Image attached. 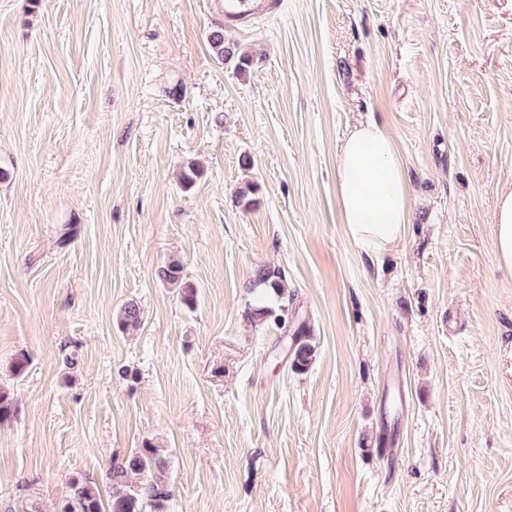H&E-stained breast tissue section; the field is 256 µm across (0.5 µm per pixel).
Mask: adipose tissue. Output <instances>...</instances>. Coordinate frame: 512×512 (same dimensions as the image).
I'll use <instances>...</instances> for the list:
<instances>
[{"mask_svg": "<svg viewBox=\"0 0 512 512\" xmlns=\"http://www.w3.org/2000/svg\"><path fill=\"white\" fill-rule=\"evenodd\" d=\"M336 200L350 239L375 254L398 243L411 222L409 185L393 140L374 123L342 142L333 169ZM495 256L512 275V190L503 191L493 215Z\"/></svg>", "mask_w": 512, "mask_h": 512, "instance_id": "obj_1", "label": "adipose tissue"}]
</instances>
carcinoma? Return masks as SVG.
Instances as JSON below:
<instances>
[{
	"mask_svg": "<svg viewBox=\"0 0 512 512\" xmlns=\"http://www.w3.org/2000/svg\"><path fill=\"white\" fill-rule=\"evenodd\" d=\"M209 45L216 57L231 63L236 74L244 76L259 62L255 55L238 44L224 42V32L217 28L209 34ZM159 277L170 287L176 288L182 301L193 307L197 300L196 286L187 281L181 260L170 258L159 270ZM251 289L257 294L255 304L248 310L253 321L264 323L273 320L280 325L288 323V297L285 276L281 270L262 266L256 270ZM141 322L140 309L134 302L127 303L116 315L117 325L123 329L136 328ZM291 367L304 372L316 355L312 327L304 321L297 328L289 345ZM165 462L159 449L151 442L128 455L121 463L111 467L109 479L112 493L108 507H103L99 486L89 480H75L71 494L60 506V512H146L151 507L156 512L164 508L171 497V489L164 479Z\"/></svg>",
	"mask_w": 512,
	"mask_h": 512,
	"instance_id": "carcinoma-1",
	"label": "carcinoma"
}]
</instances>
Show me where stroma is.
<instances>
[{"instance_id": "1", "label": "stroma", "mask_w": 512, "mask_h": 512, "mask_svg": "<svg viewBox=\"0 0 512 512\" xmlns=\"http://www.w3.org/2000/svg\"><path fill=\"white\" fill-rule=\"evenodd\" d=\"M369 121L412 209L375 257L332 176ZM505 189L512 0H283L228 26L218 0H0V500L57 512L150 441L163 512H512ZM172 256L195 308L158 276ZM262 266L313 329L305 372L247 316ZM209 45L216 57L224 63H231L234 66L236 74L244 76L251 72L260 58L242 48L238 44L225 43L224 32L222 28H217L209 34ZM495 256L500 269L512 275V190L498 197L493 215Z\"/></svg>"}]
</instances>
